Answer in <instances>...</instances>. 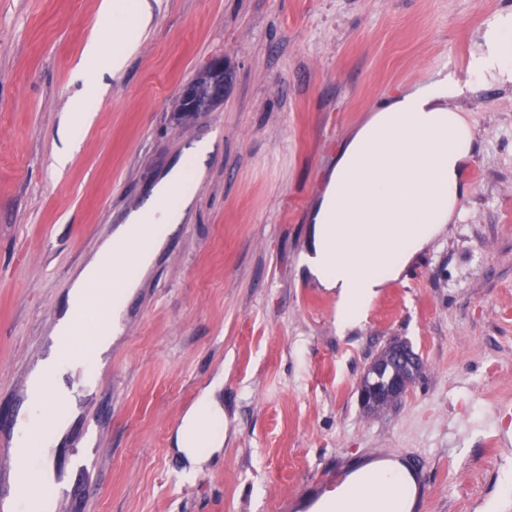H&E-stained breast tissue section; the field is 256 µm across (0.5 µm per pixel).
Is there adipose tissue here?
<instances>
[{"label":"adipose tissue","instance_id":"1","mask_svg":"<svg viewBox=\"0 0 512 512\" xmlns=\"http://www.w3.org/2000/svg\"><path fill=\"white\" fill-rule=\"evenodd\" d=\"M151 18L147 0H101L94 34L79 70L82 88L70 112L89 123L102 100L104 74L118 73L138 46V33ZM115 48L103 49L104 37ZM472 79L512 83V12H499L484 25L470 57ZM465 92L452 74H436L388 97L347 138L322 198L312 209L313 233L303 255L310 275L338 296V319L356 324L380 288L400 279L416 256L436 239L455 214L467 189L460 172L470 158L472 126L456 105ZM195 197L182 168H172L155 186L152 201L131 213L126 224L88 259L68 297L69 309L92 310L120 303L124 291L138 287L164 243L158 229L185 219ZM114 312L95 324L62 317L61 361L44 362L47 371L62 366L92 369L118 326ZM224 414L211 391H204L177 430L176 444L190 472H198L223 443ZM364 491L337 494L336 512H387L391 497L388 471L362 470Z\"/></svg>","mask_w":512,"mask_h":512}]
</instances>
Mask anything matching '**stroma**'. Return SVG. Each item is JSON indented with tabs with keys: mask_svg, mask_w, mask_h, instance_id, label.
Returning <instances> with one entry per match:
<instances>
[{
	"mask_svg": "<svg viewBox=\"0 0 512 512\" xmlns=\"http://www.w3.org/2000/svg\"><path fill=\"white\" fill-rule=\"evenodd\" d=\"M99 0H0V449L29 407L70 286L196 143L205 174L119 333L45 422L32 469L51 512H286L318 470L374 455L428 463L424 512H512V84L457 104L476 128L445 233L354 326L302 256L309 214L352 129L399 90L469 57L512 0H149L152 21L56 168ZM232 80L176 123L215 57ZM393 341L423 368L395 406L359 386ZM224 442L186 477L176 432L213 381Z\"/></svg>",
	"mask_w": 512,
	"mask_h": 512,
	"instance_id": "35a3bbf8",
	"label": "stroma"
}]
</instances>
